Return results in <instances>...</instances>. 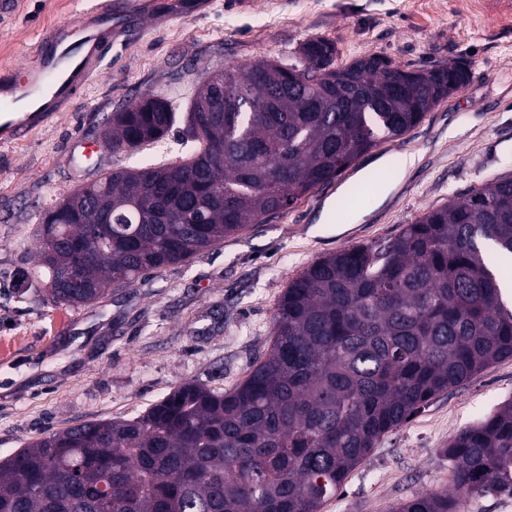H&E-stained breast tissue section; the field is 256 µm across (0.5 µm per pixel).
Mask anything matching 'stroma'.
I'll return each mask as SVG.
<instances>
[{"mask_svg":"<svg viewBox=\"0 0 512 512\" xmlns=\"http://www.w3.org/2000/svg\"><path fill=\"white\" fill-rule=\"evenodd\" d=\"M0 14V69L30 60L35 42L74 20L89 0H12ZM125 28L100 72L64 112L0 144V456L86 420L144 414L175 387L218 393L267 352L289 281L338 250L384 242L451 197L512 174V9L490 0H157ZM312 37L334 40L337 64L379 55L405 69L464 60L466 86L404 135L381 141L331 183L283 214L225 238L186 263L158 269L98 302L54 305L43 283L18 293L38 264L35 228L56 194L126 166V153L69 157L99 142L112 112L179 89L189 102L203 74L225 64L291 61ZM416 162L398 177L400 161ZM384 168H376L379 159ZM397 187L363 218L319 224L327 203L361 171ZM512 401V358L433 399L389 432L321 512H388L454 487L443 450L463 429Z\"/></svg>","mask_w":512,"mask_h":512,"instance_id":"35a3bbf8","label":"stroma"}]
</instances>
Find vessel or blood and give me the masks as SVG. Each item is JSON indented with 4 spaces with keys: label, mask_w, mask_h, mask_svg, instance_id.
Returning a JSON list of instances; mask_svg holds the SVG:
<instances>
[{
    "label": "vessel or blood",
    "mask_w": 512,
    "mask_h": 512,
    "mask_svg": "<svg viewBox=\"0 0 512 512\" xmlns=\"http://www.w3.org/2000/svg\"><path fill=\"white\" fill-rule=\"evenodd\" d=\"M152 7V0H94L37 41L34 64L0 72V142H14L66 110L99 72L117 34Z\"/></svg>",
    "instance_id": "obj_1"
}]
</instances>
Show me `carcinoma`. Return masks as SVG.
Returning a JSON list of instances; mask_svg holds the SVG:
<instances>
[{
	"instance_id": "cac0c4a2",
	"label": "carcinoma",
	"mask_w": 512,
	"mask_h": 512,
	"mask_svg": "<svg viewBox=\"0 0 512 512\" xmlns=\"http://www.w3.org/2000/svg\"><path fill=\"white\" fill-rule=\"evenodd\" d=\"M294 59L225 65L224 94L209 106L194 96L182 117L175 95L112 113L105 149L134 153L181 119L187 158L135 160L44 211L38 268L54 304L93 303L288 210L469 79L380 56L340 67L322 37ZM489 247L512 260V175L395 239L305 268L280 299L268 353L232 390L186 382L141 416L87 421L0 458V512H320L382 436L512 357V309ZM445 454L455 492L390 512L512 496V402Z\"/></svg>"
}]
</instances>
